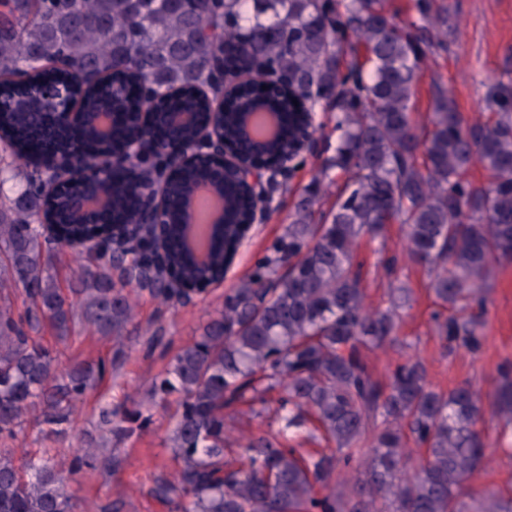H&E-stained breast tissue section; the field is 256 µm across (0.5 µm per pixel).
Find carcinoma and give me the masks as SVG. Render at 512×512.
I'll return each mask as SVG.
<instances>
[{
	"instance_id": "carcinoma-1",
	"label": "carcinoma",
	"mask_w": 512,
	"mask_h": 512,
	"mask_svg": "<svg viewBox=\"0 0 512 512\" xmlns=\"http://www.w3.org/2000/svg\"><path fill=\"white\" fill-rule=\"evenodd\" d=\"M392 0H0V100L27 98L0 111V141L23 166V190L0 191V288L19 291L23 311L0 303V512H74L69 485L89 470L122 466L116 445L152 424V409L177 403L169 436L176 469L153 473L147 495L167 512H512V488L475 497L467 484L481 468L486 443L478 429L480 394L467 382L433 386L426 363L409 358L380 381L363 351L398 340L399 308L368 311L352 255L394 221L406 228L407 256L434 273L433 332L452 354L482 352L486 303L477 288L495 263L512 262V79L487 92L489 123H468L438 72L429 86L431 128L420 136L412 120L418 75L448 52V17L436 0H412L406 20L393 22ZM239 74L264 67L284 76L281 92L249 81L235 87L244 111L285 109L293 101L322 103L342 131L336 153L303 188L296 218L224 293V309L209 317L193 343L171 351L156 321L142 337L146 354L161 351L165 368L145 399L99 412L105 435L64 452L53 447L73 427L75 405L128 359L125 335L134 320L131 293H146L166 309L205 292L224 274L237 225L253 198L225 190L229 223L204 238L208 268L198 267L177 238L159 247L143 237L122 239L137 203L128 182L94 173L107 208L84 223L66 193L44 192L28 153L43 105L39 85H61L96 111L109 102L138 112L130 91L148 83L156 97L194 102L198 122L212 112L207 90L220 91L222 56ZM65 154L107 153L125 161L124 142L103 139L89 125ZM489 186L468 178L473 162ZM345 176L323 208L326 179ZM149 179L180 173L172 196L194 190V168L178 167L163 148L144 156ZM98 237L91 262L62 286L54 260L67 240ZM186 284L172 287V280ZM82 324L112 341V354L63 364L40 333L69 338ZM492 404L512 424V360L499 367ZM241 406L265 420L244 446L228 442L226 419ZM312 425L325 444L303 455L290 432ZM28 426L49 448L18 466L9 443ZM414 447H408V443ZM365 464L347 483L348 470Z\"/></svg>"
}]
</instances>
